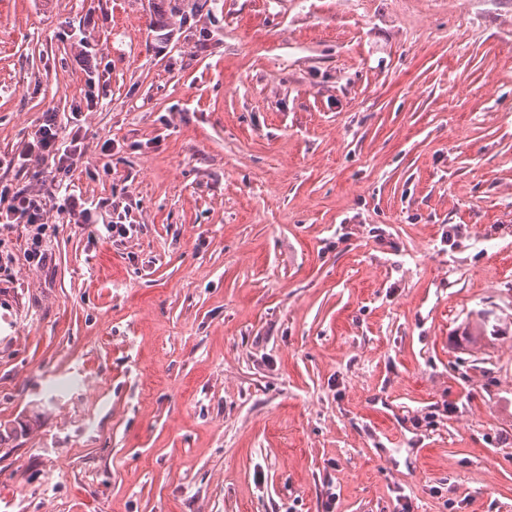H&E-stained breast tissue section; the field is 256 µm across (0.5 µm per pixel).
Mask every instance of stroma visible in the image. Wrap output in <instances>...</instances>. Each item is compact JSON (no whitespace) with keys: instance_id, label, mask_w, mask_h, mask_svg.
Here are the masks:
<instances>
[{"instance_id":"1","label":"stroma","mask_w":512,"mask_h":512,"mask_svg":"<svg viewBox=\"0 0 512 512\" xmlns=\"http://www.w3.org/2000/svg\"><path fill=\"white\" fill-rule=\"evenodd\" d=\"M151 10L0 0V512H512V0ZM70 137V138H69ZM81 137L79 130H72L68 138L60 139L54 115H46L45 122L35 129L18 159L24 162H40L51 158L57 173L67 176L73 169L74 156L81 154ZM46 203L37 195L30 194L23 189H18L12 193L7 206L0 208V229H10L14 224H26L25 226L34 227L33 234L29 238V248L27 256L30 262H36L38 265L45 264L51 257L47 249L43 248L41 226L44 206ZM62 210L67 213L69 223L97 226L96 224L92 225V210L90 207H87V203L82 199L81 195H69Z\"/></svg>"}]
</instances>
